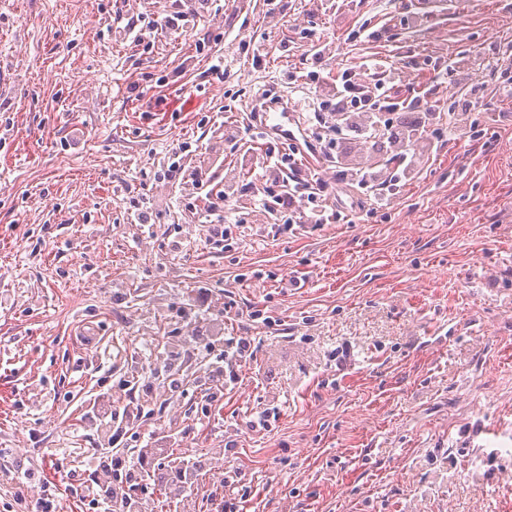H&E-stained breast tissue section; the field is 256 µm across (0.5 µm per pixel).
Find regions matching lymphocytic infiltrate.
<instances>
[{
    "label": "lymphocytic infiltrate",
    "instance_id": "lymphocytic-infiltrate-1",
    "mask_svg": "<svg viewBox=\"0 0 512 512\" xmlns=\"http://www.w3.org/2000/svg\"><path fill=\"white\" fill-rule=\"evenodd\" d=\"M324 59V46L314 45L310 55L314 67L312 83L318 87L327 86L328 91L320 98L315 114L317 124L307 133V147L317 161L330 165L336 161L332 148L335 139L355 138L371 146L381 138L395 141L397 148L383 167L361 166L352 170L348 178L350 184L365 190L377 205H387L396 186V178L415 169L422 148L431 142L433 131L430 116L433 106L428 100L417 96L395 101L385 92L387 81L402 78L410 69V62L403 61L387 69L368 64L358 76L345 72L332 79L319 72ZM402 112L415 116L410 129H403L395 120L396 114ZM355 114L362 115V123L352 122L351 117ZM273 165L277 168L287 167L288 190L276 192L274 182L266 180L253 186V194L273 198L277 205L289 211L295 223H325L323 210L313 207L312 202L335 196L340 187L339 181L315 177L309 167L293 158L286 161L275 158ZM97 419L103 445L92 454L93 469L82 482L81 490L98 512H134L135 504L147 495L154 466L164 459L165 451L155 448L149 456L138 457L132 462L113 457L110 449L127 438L129 422L126 416L106 406L98 408ZM115 467L124 470L125 478L109 495L101 489L100 475Z\"/></svg>",
    "mask_w": 512,
    "mask_h": 512
}]
</instances>
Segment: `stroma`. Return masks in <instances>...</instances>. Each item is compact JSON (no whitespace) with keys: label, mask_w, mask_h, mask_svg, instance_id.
I'll list each match as a JSON object with an SVG mask.
<instances>
[{"label":"stroma","mask_w":512,"mask_h":512,"mask_svg":"<svg viewBox=\"0 0 512 512\" xmlns=\"http://www.w3.org/2000/svg\"><path fill=\"white\" fill-rule=\"evenodd\" d=\"M170 4L0 0V512L46 483L57 512H92L90 410L128 406L133 377L138 441L116 453L196 458L195 512L218 492L236 512H512V0H184L182 31L152 28ZM312 16L333 70L416 61L388 93L432 101L436 149L386 207L347 183L328 223L280 234L249 187L284 145L245 106L311 97ZM475 85L483 107L457 110ZM390 154L346 141L313 168ZM198 170L240 187L231 249L205 241ZM230 336L257 350L220 390L206 350Z\"/></svg>","instance_id":"obj_1"}]
</instances>
